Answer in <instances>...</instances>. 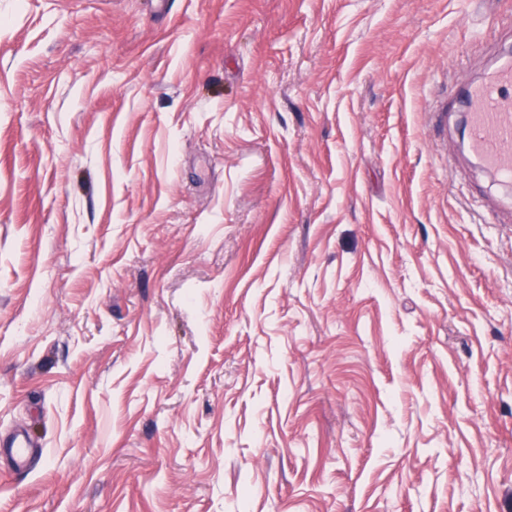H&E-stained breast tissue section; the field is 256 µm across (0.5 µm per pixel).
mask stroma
Returning a JSON list of instances; mask_svg holds the SVG:
<instances>
[{
	"label": "stroma",
	"instance_id": "1",
	"mask_svg": "<svg viewBox=\"0 0 512 512\" xmlns=\"http://www.w3.org/2000/svg\"><path fill=\"white\" fill-rule=\"evenodd\" d=\"M512 0H0V512H512V192L433 111ZM2 446V451L7 448V451L13 461V463L21 468L26 466L30 457L34 453L32 443L26 433L23 431L16 432L10 438L7 446Z\"/></svg>",
	"mask_w": 512,
	"mask_h": 512
}]
</instances>
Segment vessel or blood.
<instances>
[{"label": "vessel or blood", "instance_id": "obj_1", "mask_svg": "<svg viewBox=\"0 0 512 512\" xmlns=\"http://www.w3.org/2000/svg\"><path fill=\"white\" fill-rule=\"evenodd\" d=\"M463 105L470 153L501 179L512 178V59H506L480 85L466 89ZM7 451L17 467L34 452L28 435L13 434Z\"/></svg>", "mask_w": 512, "mask_h": 512}]
</instances>
